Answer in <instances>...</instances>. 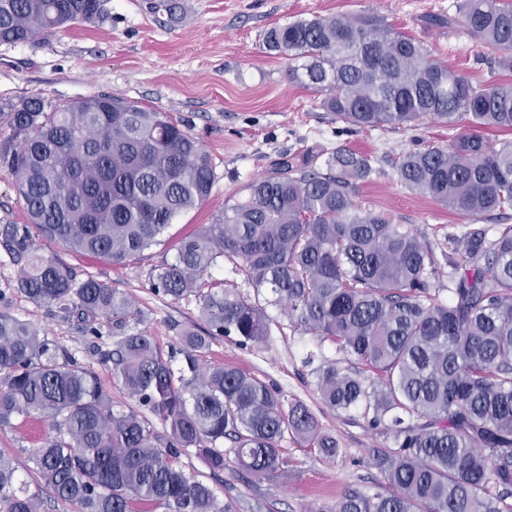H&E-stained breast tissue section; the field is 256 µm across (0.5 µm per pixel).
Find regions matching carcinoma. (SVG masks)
<instances>
[{"label":"carcinoma","instance_id":"cac0c4a2","mask_svg":"<svg viewBox=\"0 0 512 512\" xmlns=\"http://www.w3.org/2000/svg\"><path fill=\"white\" fill-rule=\"evenodd\" d=\"M150 8L171 24L182 20L180 0ZM106 12L105 0H0V44L99 24ZM428 22L462 25L512 70V0H459L455 14ZM264 43L296 62L291 78L325 93L322 107L351 126L434 120L512 130V82L475 85L376 15L275 26ZM1 115L18 142L0 146V164L33 224L0 226V248L23 263L18 291L56 307L94 348L114 338L112 378L164 434L137 412L114 409L98 373L32 322L1 311L0 427L39 418L51 431L28 457L32 483L0 452V512H41L48 489L77 512H232L184 473L182 456L193 450L214 472L231 457L267 479L284 472L288 434L336 456V437L303 401L233 367L200 370L213 340L260 344L270 335L264 308L204 279L222 255L241 259L248 280L285 303L293 325L373 373L330 363L317 370L316 386L329 409L362 408L385 424L396 445L381 458L391 491L348 493L318 512H512V224L446 234L445 285L418 233L356 207V188L375 173L370 158L338 148L319 170L286 154L245 186L243 199L182 238L175 262L153 275L155 293L195 297L210 326L206 336L183 332L175 370L152 336L129 331L136 312L125 291L38 254L31 229L124 266L209 197V154L165 113L106 94L66 105L32 97ZM395 178L465 215L512 208V141L460 132L447 146L403 154Z\"/></svg>","mask_w":512,"mask_h":512}]
</instances>
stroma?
<instances>
[{"instance_id":"35a3bbf8","label":"stroma","mask_w":512,"mask_h":512,"mask_svg":"<svg viewBox=\"0 0 512 512\" xmlns=\"http://www.w3.org/2000/svg\"><path fill=\"white\" fill-rule=\"evenodd\" d=\"M182 3L185 18L174 26L157 19L149 0H108L109 17L103 24L66 28L46 40L0 45V106L30 97L63 105L108 94L166 113L209 153L216 180L208 199L179 214L161 242L132 262L115 266L49 239L36 241L39 254L65 263L79 277L91 275L127 291L138 309L130 328L148 331L163 354H170L182 330L200 329L204 323L195 298L174 301L152 293V275L174 262L181 237L212 223L225 205L244 197L246 184L268 175L281 155H295L317 166L339 147L370 155L376 172L360 184L355 204L417 229L427 243L442 238L452 224L505 223V216L496 212L476 219L454 212L396 182L393 164L398 157L412 148L447 144L452 135L447 126L429 120L411 129L361 130L339 122L321 107V92L289 78L287 57L267 51L264 45L266 31L276 25L332 14H374L474 83L512 82V72L493 65V51L461 26L426 24V15L454 12L457 0ZM241 266V259L221 257L212 274L264 307L270 335L262 344L243 345L233 336L214 340L200 360L201 368L232 365L278 387L286 399L304 401L323 430L335 436L339 452L329 459L288 437L281 443L286 465L277 478L244 476L230 467L214 475L193 453L182 459L185 473L210 484L234 512H322L348 492L387 491L379 457L393 450L392 437L384 427L373 426L363 410L329 411L317 393L320 366L333 362L351 372L358 369V362L334 344L292 325L286 307L272 304L266 290L253 288ZM17 273V266L0 251V292L6 296V309L39 326L95 370L118 408L137 409V402L111 377V365L104 357L112 348L110 340H103L100 350L90 349L75 322L14 292ZM48 432L47 423L38 420L0 427V450L18 457L24 480H34L25 461Z\"/></svg>"}]
</instances>
